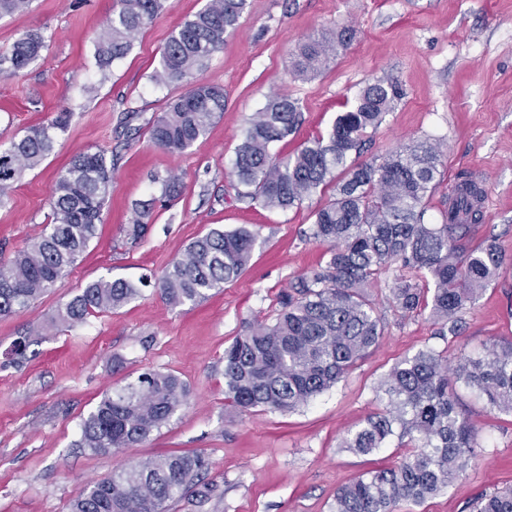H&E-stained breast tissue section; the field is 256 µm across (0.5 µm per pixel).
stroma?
<instances>
[{
  "mask_svg": "<svg viewBox=\"0 0 512 512\" xmlns=\"http://www.w3.org/2000/svg\"><path fill=\"white\" fill-rule=\"evenodd\" d=\"M114 2L32 0L27 11L0 18V52L31 30L47 41L25 69L0 77V149L60 109L70 113L53 152L0 205V263L50 222L51 193L71 156L102 149L115 159L87 251L26 312L0 317V512H68L89 482L125 463L187 451L209 458L203 479L213 492L172 503L170 512H331L338 487L410 452L396 438L366 456L341 446L377 411V387L396 362L427 347L454 362L512 339V271L463 311L461 336L443 338L428 313L393 307L397 271L389 269L372 290L385 335L344 380L290 413L225 407V347L245 326L272 323L282 292L323 262L325 247L310 229L314 210L334 193L326 187L285 212L238 198L231 170L242 131L269 96L281 94L302 114L293 139L301 144L327 133L368 82L392 78L403 95L369 132L363 160L419 139L443 143L427 221L441 222L450 191L470 177L485 194L470 245L492 239L512 257V0H248L239 28L202 74L223 86L224 113L179 154L155 146L148 124L187 86L158 85L152 75L171 33L206 0H173L124 59L103 68L96 39ZM343 25L349 44L318 72L294 75L306 37ZM167 174L181 178V197L155 208L146 236L131 241L126 229L136 209L159 195L154 176ZM241 226L259 233L251 265L207 300L173 308L147 287L118 310L69 328L54 324L58 306L88 282L159 274L210 229ZM148 369L179 376L188 406L139 446L100 454L78 447L80 424L102 394ZM455 393L477 431V456L447 490L397 512H469L482 493L512 488V416L490 410L464 383Z\"/></svg>",
  "mask_w": 512,
  "mask_h": 512,
  "instance_id": "1",
  "label": "stroma"
}]
</instances>
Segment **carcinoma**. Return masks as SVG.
<instances>
[{"label":"carcinoma","instance_id":"1","mask_svg":"<svg viewBox=\"0 0 512 512\" xmlns=\"http://www.w3.org/2000/svg\"><path fill=\"white\" fill-rule=\"evenodd\" d=\"M166 3L118 0L96 43L99 65L125 58ZM246 9L247 0H207L172 32L152 79L158 85L184 82L189 89L149 123L155 145L183 152L223 114L224 88L200 75ZM349 39L346 26L308 36L296 54L294 73L317 72ZM44 47L40 32L23 34L9 53L0 54V74L23 69ZM400 97L401 88L392 79L367 83L326 135L291 153L274 151L301 124V112L288 97H269L245 129L232 170L239 197L286 211L318 188L336 185L333 198L314 212L312 225V237L326 246V261L297 277L281 296L272 324L247 326L224 349V396L232 409L290 412L340 382L384 336L371 288L391 266L403 271L390 286L393 306L405 314L430 308V318L453 337L465 330L463 309L512 269V259L495 241L466 245L472 228L483 221V189L476 182L459 181L441 223L425 222L427 199L441 176L436 143L418 141L379 162L359 161L368 131L382 123ZM68 119L63 110L0 150V203L24 170L53 151ZM111 181L107 152L87 150L71 158L51 194L50 224L0 266L1 317L24 313L70 272L97 235ZM154 182L160 185V202H174L182 194L175 175H158ZM151 223L152 204H143L127 235L140 240ZM257 244L258 232L248 227L213 228L173 259L154 278L153 288L172 307L198 304L244 273ZM426 278L433 289L423 284ZM147 283L146 278L93 280L59 306L55 322L75 325L120 309L138 298ZM459 381L485 397L493 410L512 414V340L494 343L455 366L433 348L395 364L377 388L386 410L365 419L342 447L369 455L396 436L408 439L413 451L394 467L367 471L340 487L332 512H397L400 504H421L462 475L478 438L458 411L453 386ZM188 400L187 385L178 376L149 369L103 394L81 423L79 447L106 453L143 443ZM208 468V460L197 452L132 461L89 483L68 512H168L174 501L193 493L208 495L201 480ZM472 512H512V489L482 494Z\"/></svg>","mask_w":512,"mask_h":512}]
</instances>
